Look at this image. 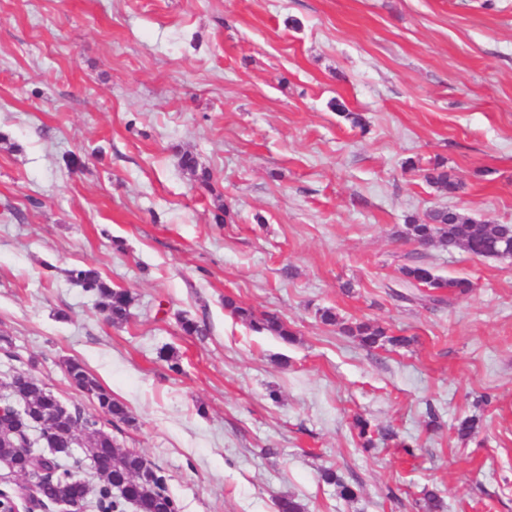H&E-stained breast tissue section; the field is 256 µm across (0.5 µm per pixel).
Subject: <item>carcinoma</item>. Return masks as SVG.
Here are the masks:
<instances>
[{
	"instance_id": "1",
	"label": "carcinoma",
	"mask_w": 512,
	"mask_h": 512,
	"mask_svg": "<svg viewBox=\"0 0 512 512\" xmlns=\"http://www.w3.org/2000/svg\"><path fill=\"white\" fill-rule=\"evenodd\" d=\"M425 178L429 183L450 193L459 188V180L438 166L428 172ZM406 234L421 245L438 240L450 250L460 248L478 257L504 256L512 251L511 224L481 223L451 208L430 212L424 223L413 222L406 225ZM402 274L405 282L415 288H446L455 294H466L470 290V283L466 279L445 280L422 264L406 266L402 268ZM69 279L101 299V310L112 323L119 324L128 318L132 296L127 290L111 287L91 269L73 268L69 270ZM224 305L253 331L292 341L293 332L281 318L270 314L258 315L254 310L241 306L230 298L225 299ZM340 330L345 335L356 338L362 347L369 350L385 343L405 346L411 342L406 336H389L384 329L365 322L342 324ZM66 366L82 376L88 391L94 393L102 412L116 420L129 421L126 406L113 399L81 362L68 360ZM23 401L29 411L35 414H46L50 409L47 393L37 379L27 387ZM76 434L85 437L84 447L100 449L90 461L100 478L95 497L98 512H125V506L129 503L135 505L136 512H181V503L170 493L164 475L156 469L150 473L149 480L144 483L139 481L137 473L145 458L117 446L112 436L99 427V418L96 415L78 411L75 422L61 430L59 438L66 442ZM34 463L46 478V482L36 485V489L30 491L35 506L45 508L64 499L75 489L76 474L81 468L80 459L36 456ZM320 478L325 483L336 486L342 498L355 497V489L336 471L326 469L321 472Z\"/></svg>"
}]
</instances>
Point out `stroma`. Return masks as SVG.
<instances>
[{
	"instance_id": "stroma-1",
	"label": "stroma",
	"mask_w": 512,
	"mask_h": 512,
	"mask_svg": "<svg viewBox=\"0 0 512 512\" xmlns=\"http://www.w3.org/2000/svg\"><path fill=\"white\" fill-rule=\"evenodd\" d=\"M448 207L512 224V0H0V381L92 413L81 361L183 512H512V257L406 237ZM415 263L472 288L406 287ZM75 267L131 293L126 322ZM224 305L235 317L243 321L253 331L277 336L285 341H292L294 334L288 327V324L281 318L270 314L258 315L251 308L238 305L231 298L225 299ZM340 330L345 335L356 338L362 347L369 350L385 343L405 346L411 342V339L406 336H388L383 328L373 327L365 322L342 324ZM65 364L69 369L75 371L78 370V373L82 376L88 391L94 392V397L97 399L98 407L102 412L112 416L113 419L129 422L130 417L126 406L113 399L112 395L101 387L81 362L68 360ZM67 375L73 386H75L80 392L88 395V391L81 383L80 377H77L74 372L69 371H67Z\"/></svg>"
}]
</instances>
